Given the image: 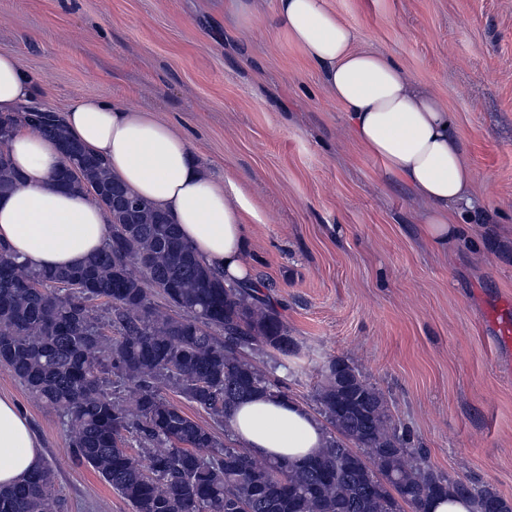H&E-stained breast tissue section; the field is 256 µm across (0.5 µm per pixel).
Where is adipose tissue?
I'll use <instances>...</instances> for the list:
<instances>
[{
	"mask_svg": "<svg viewBox=\"0 0 512 512\" xmlns=\"http://www.w3.org/2000/svg\"><path fill=\"white\" fill-rule=\"evenodd\" d=\"M273 13L322 69L325 87L346 113L357 144L426 204L423 237L440 250L455 243L458 219L475 202L473 174L447 106L414 87L384 53L356 48L354 31L328 0H275ZM34 93L35 83L19 59L0 54V113L20 111ZM65 121L135 196L179 224L206 263L226 280H250L247 227L262 217L233 179L202 167L182 135L145 111L96 98L77 99ZM6 149L22 182L0 195V244L38 270L76 266L100 250L111 232L109 215L87 193L54 185L64 163L58 144L20 126ZM228 423L252 456L294 464L317 455L327 439L324 425L307 407L273 394L240 404ZM41 464V446L26 416L15 401L0 397V486L18 482Z\"/></svg>",
	"mask_w": 512,
	"mask_h": 512,
	"instance_id": "obj_1",
	"label": "adipose tissue"
}]
</instances>
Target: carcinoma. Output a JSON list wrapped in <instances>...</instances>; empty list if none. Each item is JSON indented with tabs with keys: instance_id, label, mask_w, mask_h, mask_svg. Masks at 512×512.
I'll use <instances>...</instances> for the list:
<instances>
[{
	"instance_id": "obj_1",
	"label": "carcinoma",
	"mask_w": 512,
	"mask_h": 512,
	"mask_svg": "<svg viewBox=\"0 0 512 512\" xmlns=\"http://www.w3.org/2000/svg\"><path fill=\"white\" fill-rule=\"evenodd\" d=\"M24 124L68 143L55 176L91 194L111 235L84 263L36 270L0 247V365L66 419L72 455L133 512H427L432 498H467L473 512H512L488 486L452 479L399 431L384 393L348 357L332 360L317 389L330 426L326 448L301 465L260 460L218 441L241 399L278 391L254 353L298 355V344L254 283H227L183 238L168 214L140 201L132 218L101 190L129 195L104 158L69 132L64 114H0V195L19 175L4 146ZM158 289L178 310L153 305ZM107 305L105 333L96 302ZM121 378L130 404L107 391ZM170 385L210 416L205 427L161 394ZM145 452H132V445ZM50 463L0 486V512H58Z\"/></svg>"
}]
</instances>
